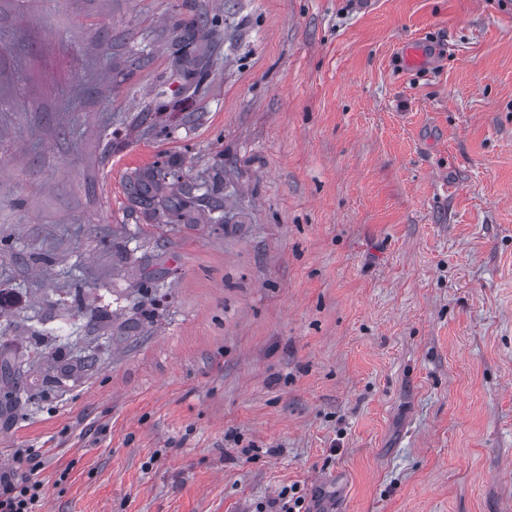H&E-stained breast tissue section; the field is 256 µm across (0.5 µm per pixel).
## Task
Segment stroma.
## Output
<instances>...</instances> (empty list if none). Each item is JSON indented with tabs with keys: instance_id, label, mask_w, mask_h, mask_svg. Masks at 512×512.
Returning <instances> with one entry per match:
<instances>
[{
	"instance_id": "1",
	"label": "stroma",
	"mask_w": 512,
	"mask_h": 512,
	"mask_svg": "<svg viewBox=\"0 0 512 512\" xmlns=\"http://www.w3.org/2000/svg\"><path fill=\"white\" fill-rule=\"evenodd\" d=\"M157 164L224 223L147 214ZM5 472L42 512H512V0H0ZM203 27L198 24L185 25L175 36L178 65L190 77L195 89L208 77V65L198 45L199 32ZM266 506L276 510H266ZM259 509L257 512H312L306 504V496L296 484L283 487L277 499L269 505L259 506Z\"/></svg>"
}]
</instances>
